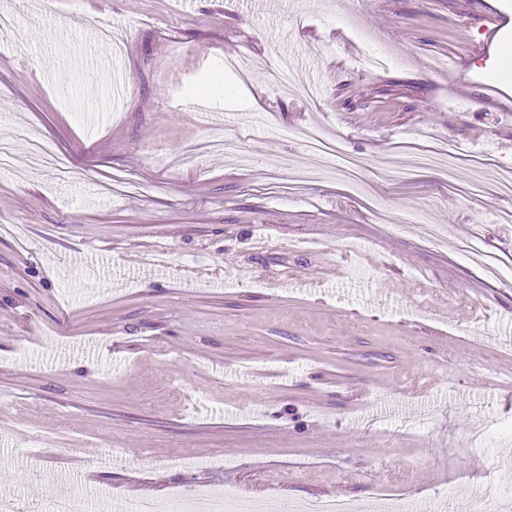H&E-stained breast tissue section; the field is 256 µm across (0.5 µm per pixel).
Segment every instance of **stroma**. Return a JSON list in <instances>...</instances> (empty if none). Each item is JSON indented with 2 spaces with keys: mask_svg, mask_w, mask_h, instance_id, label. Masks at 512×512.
Wrapping results in <instances>:
<instances>
[{
  "mask_svg": "<svg viewBox=\"0 0 512 512\" xmlns=\"http://www.w3.org/2000/svg\"><path fill=\"white\" fill-rule=\"evenodd\" d=\"M467 2L16 0L0 496L17 512L89 490L160 512L189 488L367 512L512 492V196L482 164L512 170V21L484 32L512 0ZM309 127L360 167L314 168ZM441 143L452 179L398 177ZM117 176L150 191L106 197ZM473 235L497 271L461 254ZM16 135L21 139L28 140L33 153L39 157L46 158L47 160H49L51 164L55 165L58 168L61 180H66V175L68 173L69 168L67 161L64 158L55 155L51 150V147L48 144V142H44L38 139H32L29 136V134L21 128L17 129Z\"/></svg>",
  "mask_w": 512,
  "mask_h": 512,
  "instance_id": "35a3bbf8",
  "label": "stroma"
}]
</instances>
